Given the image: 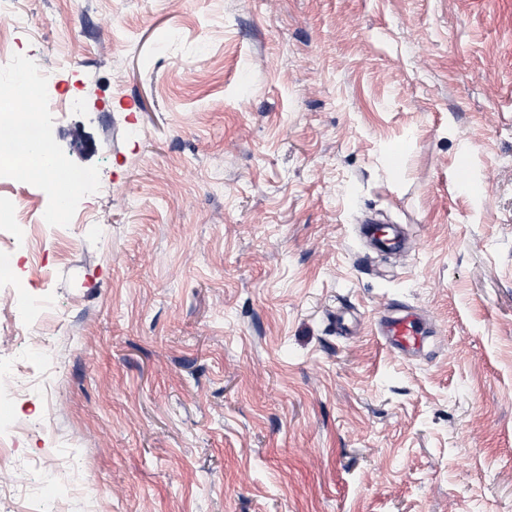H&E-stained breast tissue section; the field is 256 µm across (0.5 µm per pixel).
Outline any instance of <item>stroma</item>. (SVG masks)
Instances as JSON below:
<instances>
[{
	"label": "stroma",
	"mask_w": 512,
	"mask_h": 512,
	"mask_svg": "<svg viewBox=\"0 0 512 512\" xmlns=\"http://www.w3.org/2000/svg\"><path fill=\"white\" fill-rule=\"evenodd\" d=\"M16 6L98 175L14 274L66 325L19 454L88 512H512V0ZM363 233L369 237L373 244L386 251H394L400 247L401 240L394 227L385 229V233H379L373 224L363 226ZM377 333L384 345L398 354L420 350L429 337L422 318L410 308L401 310L395 316L380 319Z\"/></svg>",
	"instance_id": "obj_1"
}]
</instances>
